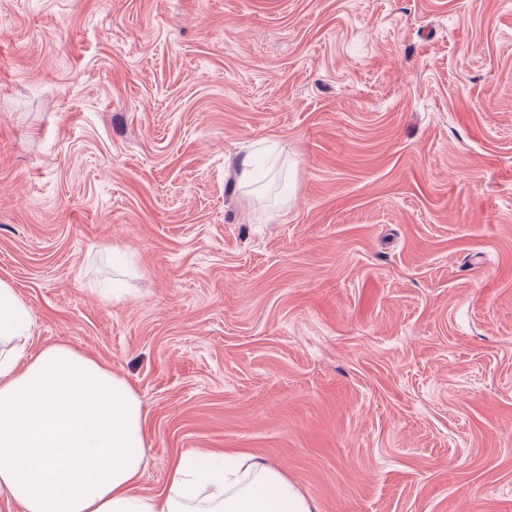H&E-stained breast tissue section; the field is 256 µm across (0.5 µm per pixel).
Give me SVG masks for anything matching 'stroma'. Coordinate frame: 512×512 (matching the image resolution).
<instances>
[{"mask_svg":"<svg viewBox=\"0 0 512 512\" xmlns=\"http://www.w3.org/2000/svg\"><path fill=\"white\" fill-rule=\"evenodd\" d=\"M0 280L139 394L145 493L512 512V0H0Z\"/></svg>","mask_w":512,"mask_h":512,"instance_id":"35a3bbf8","label":"stroma"}]
</instances>
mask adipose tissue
Returning a JSON list of instances; mask_svg holds the SVG:
<instances>
[{
	"instance_id": "obj_1",
	"label": "adipose tissue",
	"mask_w": 512,
	"mask_h": 512,
	"mask_svg": "<svg viewBox=\"0 0 512 512\" xmlns=\"http://www.w3.org/2000/svg\"><path fill=\"white\" fill-rule=\"evenodd\" d=\"M32 328L0 281V496L22 512H317L278 469L242 451L179 453L165 489L140 493V397L71 347L28 353Z\"/></svg>"
}]
</instances>
